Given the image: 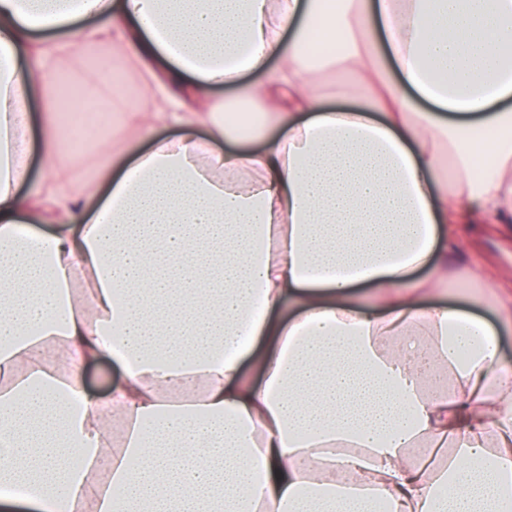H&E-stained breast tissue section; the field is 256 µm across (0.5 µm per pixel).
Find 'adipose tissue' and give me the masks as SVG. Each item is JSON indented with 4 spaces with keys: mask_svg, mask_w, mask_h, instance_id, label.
Masks as SVG:
<instances>
[{
    "mask_svg": "<svg viewBox=\"0 0 512 512\" xmlns=\"http://www.w3.org/2000/svg\"><path fill=\"white\" fill-rule=\"evenodd\" d=\"M85 44L149 77L123 125L185 133L118 178L100 141L70 188L49 85ZM327 71L360 108L324 106ZM510 99L512 0H0V512H512V272L448 263L512 223ZM31 113L33 116L32 131L28 139L27 159V180L23 183L21 190L23 192L31 191L35 186L40 184L44 178L41 166V146H40V123L42 110V100L40 97H34L30 103ZM86 392L94 398L104 399L112 393V388L124 380L122 368L108 356H102L87 364L82 370Z\"/></svg>",
    "mask_w": 512,
    "mask_h": 512,
    "instance_id": "1",
    "label": "adipose tissue"
}]
</instances>
